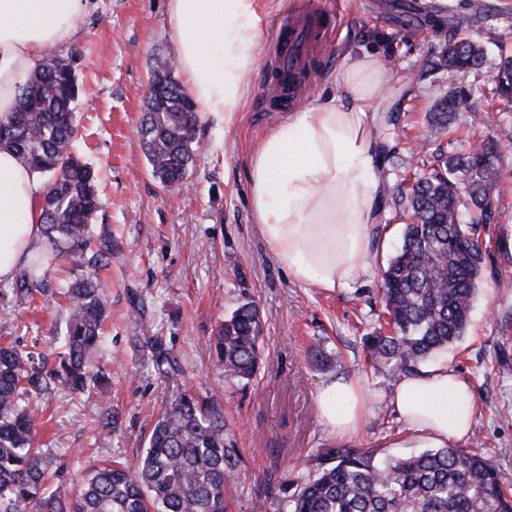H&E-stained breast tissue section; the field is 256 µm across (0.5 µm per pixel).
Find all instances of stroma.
Instances as JSON below:
<instances>
[{"mask_svg": "<svg viewBox=\"0 0 512 512\" xmlns=\"http://www.w3.org/2000/svg\"><path fill=\"white\" fill-rule=\"evenodd\" d=\"M484 2L488 12L479 15L472 0H447L456 23L442 28L428 17L430 0H350L308 101L333 95L328 72L347 52L374 53L399 78L382 108L390 118L391 147L383 160L382 215L370 269L349 287L327 292L295 280L257 231L250 156L280 122L264 109L262 65L246 77L249 93L231 128L201 119L189 189L166 187L151 174L138 128L157 63L176 56L167 0H93L63 51L79 56L83 93L75 150L99 173L96 232L112 239V257L100 271L109 316L91 361L101 378L97 399L50 377L43 384L37 441L51 461L50 488L70 492L95 467L136 463L160 414L188 389L218 396L224 445L239 454L240 476L226 493L228 512H276L286 486L315 470L316 450L338 445L318 416V390L331 380L357 376L372 394L366 421L349 445L383 457L402 455L403 424L386 401L401 371L372 369L364 338L387 320L380 288L402 242L401 192L424 165L467 153L482 135L500 143L505 159L492 192L495 217L473 229L487 247L480 290L465 335L446 355L478 407L465 449L491 456L512 484V110H496L479 96L447 134L430 135L427 122L437 92L458 81L450 71L430 69V55L459 37L478 40L486 62L468 82L484 88L499 45H512V0ZM78 273L72 260L55 262L53 292L30 304L16 302L9 284L0 283V342L43 352L45 371H53L66 332L63 292ZM246 302L261 313L264 343L259 370L244 383L225 377L213 341L225 316ZM147 336L161 338L169 349L175 380L158 374L143 346ZM103 400L112 408L108 429L98 423Z\"/></svg>", "mask_w": 512, "mask_h": 512, "instance_id": "stroma-1", "label": "stroma"}]
</instances>
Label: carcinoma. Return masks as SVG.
I'll return each instance as SVG.
<instances>
[{"instance_id": "obj_1", "label": "carcinoma", "mask_w": 512, "mask_h": 512, "mask_svg": "<svg viewBox=\"0 0 512 512\" xmlns=\"http://www.w3.org/2000/svg\"><path fill=\"white\" fill-rule=\"evenodd\" d=\"M492 95H512V48L499 47ZM483 46L470 38L449 44L432 62L464 76L480 68ZM80 92L73 60L50 54L18 86L12 114L0 123V148L21 156L49 181L42 233L52 254H38L19 267L12 281L16 301L27 303L51 287L49 266L70 257L87 271L68 287L66 351L55 371L60 382L89 392L96 384L86 366L100 344L106 317L97 269L109 262L112 241L93 245L101 209L95 170L75 157ZM474 92L448 88L433 102L429 131H448L458 112L471 108ZM197 106L167 65L155 70L140 125L148 164L161 183L187 179L198 150ZM504 156L491 139L466 154L446 158L415 181L407 195V222L400 251L383 272L381 292L388 329L365 338L371 366L395 365L405 372L464 335L480 288L484 255L460 223L494 218L490 192ZM263 327L257 307L239 306L224 320L214 348L225 376L253 378L259 368ZM159 373L172 378L170 354L154 337L146 340ZM40 355L0 344V512H227L224 493L239 475V457L224 447L220 401L189 391L176 395L154 426L140 463L98 467L75 492L52 491L45 480L46 452L35 446L39 405L21 403L24 386L40 392ZM315 474L296 483L280 512H512V493L492 460L461 448H434L409 457L378 458L371 448H319Z\"/></svg>"}]
</instances>
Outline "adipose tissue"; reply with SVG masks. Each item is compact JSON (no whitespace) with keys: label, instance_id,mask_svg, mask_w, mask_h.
Masks as SVG:
<instances>
[{"label":"adipose tissue","instance_id":"obj_1","mask_svg":"<svg viewBox=\"0 0 512 512\" xmlns=\"http://www.w3.org/2000/svg\"><path fill=\"white\" fill-rule=\"evenodd\" d=\"M91 0H0V121L44 51L78 34ZM176 64L205 117L231 125L248 94L261 15L258 0H168ZM332 98L289 113L255 147L249 170L258 232L300 283L333 291L369 269L380 212L386 140L380 109L388 86L376 55L345 53L328 76ZM44 187L13 151L0 148V282L47 250L41 231ZM371 397L357 377L319 390L323 424L338 438L361 430ZM403 436L450 448L470 434L475 402L466 381L432 362L403 374L388 398Z\"/></svg>","mask_w":512,"mask_h":512}]
</instances>
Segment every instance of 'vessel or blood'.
<instances>
[{
	"instance_id": "b4317fda",
	"label": "vessel or blood",
	"mask_w": 512,
	"mask_h": 512,
	"mask_svg": "<svg viewBox=\"0 0 512 512\" xmlns=\"http://www.w3.org/2000/svg\"><path fill=\"white\" fill-rule=\"evenodd\" d=\"M341 25L340 14L321 7L284 18L266 38L265 109L290 112L305 98L312 84L310 59L333 46L331 34Z\"/></svg>"
}]
</instances>
